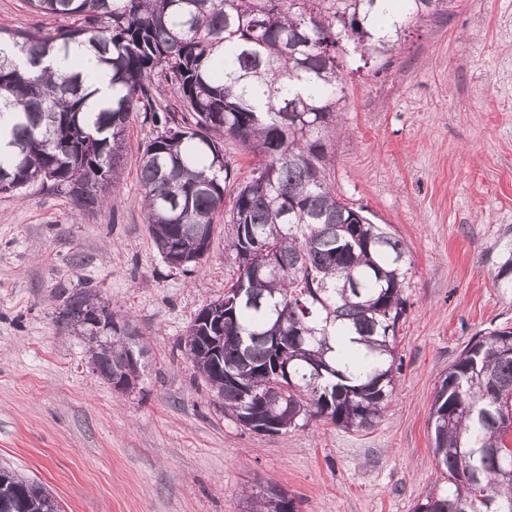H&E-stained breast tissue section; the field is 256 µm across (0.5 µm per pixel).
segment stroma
<instances>
[{"mask_svg": "<svg viewBox=\"0 0 512 512\" xmlns=\"http://www.w3.org/2000/svg\"><path fill=\"white\" fill-rule=\"evenodd\" d=\"M63 24L0 0V28ZM342 84L330 180L412 260L400 373L379 422L259 435L225 417L183 340L238 261L220 226L201 267L164 262L139 204L156 132L139 113L116 205L79 214L38 185L0 194V464L46 485L63 512H242L245 492L270 483L300 512H414L442 488L428 428L439 378L479 331L512 327V294L495 281L512 255V0H444L391 54L349 53ZM89 288L146 347L133 392H115L86 336L57 324Z\"/></svg>", "mask_w": 512, "mask_h": 512, "instance_id": "obj_1", "label": "stroma"}]
</instances>
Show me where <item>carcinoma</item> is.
I'll use <instances>...</instances> for the list:
<instances>
[{"label":"carcinoma","instance_id":"carcinoma-1","mask_svg":"<svg viewBox=\"0 0 512 512\" xmlns=\"http://www.w3.org/2000/svg\"><path fill=\"white\" fill-rule=\"evenodd\" d=\"M444 0H26L72 24L52 33L1 30L27 63L71 44L93 51L116 93L94 110L80 72L19 67L0 48V193L48 185L74 209L109 202L122 174L126 132L137 112L157 133L141 150V208L157 250L175 268L198 266L209 250L234 169L224 138L256 159L237 187L227 241L240 274L197 315L185 337L188 359L238 424L276 432L323 418L347 430L374 426L396 385L397 328L407 312L412 261L387 225L336 192L326 136L341 130L340 79L346 48L362 56L394 49L412 20ZM385 26L391 34L377 38ZM162 76L181 109L156 107L150 82ZM96 301L73 294L77 317ZM224 307V319H208ZM137 331L112 323L96 345L99 374L123 373L145 347ZM347 336L361 349L335 352ZM512 328L471 340L443 372L430 409L434 456L448 487L414 512H512L507 465L512 430ZM0 512H40L44 485L7 466ZM246 512H298L294 496L269 484L246 495Z\"/></svg>","mask_w":512,"mask_h":512}]
</instances>
